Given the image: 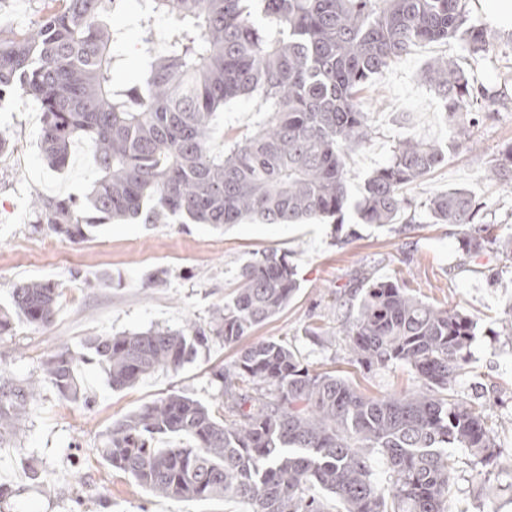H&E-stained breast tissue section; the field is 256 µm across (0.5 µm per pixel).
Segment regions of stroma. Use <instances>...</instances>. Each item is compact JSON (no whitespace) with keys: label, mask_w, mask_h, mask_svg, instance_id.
I'll use <instances>...</instances> for the list:
<instances>
[{"label":"stroma","mask_w":512,"mask_h":512,"mask_svg":"<svg viewBox=\"0 0 512 512\" xmlns=\"http://www.w3.org/2000/svg\"><path fill=\"white\" fill-rule=\"evenodd\" d=\"M44 14V0H0V30H27ZM495 37L493 53L484 58L456 42L413 46L361 94L372 135L346 160L351 196H359L400 140L415 135L452 145L442 165L405 187L411 224H359L350 211L340 224L116 221L100 225L87 241L73 242L34 229L31 198L82 195L93 171L89 152L80 150L64 169L49 167L40 152L38 102L1 98L0 138L8 149L0 153V305L10 306L14 288L25 282L56 281L63 295L50 325L17 320L0 332V375L39 379L48 354L63 346L81 348L96 336L206 324L230 300L241 266L263 251L287 254L301 287L281 313L242 342L214 338L179 372L160 370L115 389L97 363H89L83 369L85 406L42 383L19 434L0 442V484L13 490L0 512H249L238 500L177 499L138 486L101 459L107 427L172 391L205 404L219 402L212 367L232 365L244 346L259 339L288 344L310 370L335 372L370 397L417 389L409 367L393 362L369 369L356 363L350 349L356 285L366 277L392 276L423 301L475 320L473 356L457 390L482 402L495 422L497 457L484 467L466 449H454L451 506L454 512H512V256L491 248L478 259L467 258L459 227L433 224L426 216L431 197L464 189L479 207V221L512 233V188L488 174L498 152L512 142V31L496 30ZM445 56L479 80L505 87L504 100L481 113L467 141L455 137L424 79L427 64ZM314 326L323 331L316 340L307 334Z\"/></svg>","instance_id":"stroma-1"}]
</instances>
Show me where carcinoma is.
I'll use <instances>...</instances> for the list:
<instances>
[{
	"instance_id": "1",
	"label": "carcinoma",
	"mask_w": 512,
	"mask_h": 512,
	"mask_svg": "<svg viewBox=\"0 0 512 512\" xmlns=\"http://www.w3.org/2000/svg\"><path fill=\"white\" fill-rule=\"evenodd\" d=\"M126 0H49L42 22L0 31V95L40 103V149L64 168L77 141L93 148L95 178L83 196L37 194L36 223L74 242L114 220L145 224H306L353 209L361 224H394L403 188L431 173L448 148L406 138L350 200L345 158L371 135L360 91L418 44L457 40L468 52L494 50V34L469 21L462 0H139L143 50L119 80L126 32L109 13ZM425 79L461 138L480 103L500 98L448 57ZM242 98L264 114L233 144L214 142L216 119ZM512 186V143L490 165ZM463 189L432 197L434 224L462 228L467 256L491 243L512 254V234H492ZM300 289L287 256L265 251L245 264L233 297L206 325L97 336L85 345L115 389L162 369L177 372L212 337L239 342L286 308ZM62 295L54 281L25 283L0 310L46 326ZM474 319L429 304L396 281L366 283L350 327L356 361L410 366L422 388L364 397L343 378L311 372L288 344L261 340L213 371L224 401L206 405L171 392L107 429L100 456L139 486L173 498H236L251 512H451L450 448L479 462L494 457V427L483 406L456 390L474 339ZM85 353L48 355L42 380L72 402L89 403L79 375ZM39 382L0 375V441L17 434ZM387 463L374 480L369 456Z\"/></svg>"
}]
</instances>
